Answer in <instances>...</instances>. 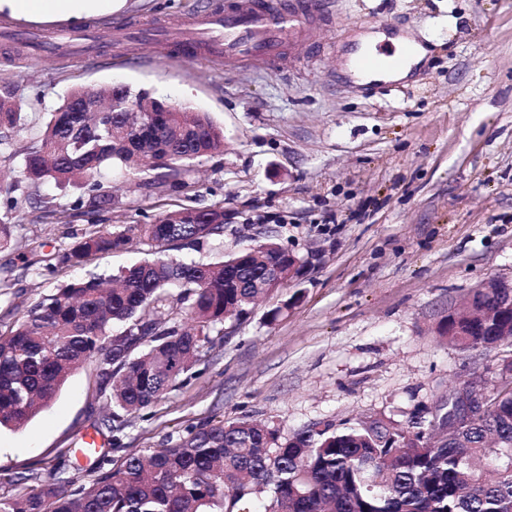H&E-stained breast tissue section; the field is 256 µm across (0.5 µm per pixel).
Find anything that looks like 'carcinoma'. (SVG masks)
Listing matches in <instances>:
<instances>
[{
    "label": "carcinoma",
    "instance_id": "1",
    "mask_svg": "<svg viewBox=\"0 0 512 512\" xmlns=\"http://www.w3.org/2000/svg\"><path fill=\"white\" fill-rule=\"evenodd\" d=\"M151 107L140 89L77 87L51 113L40 139L25 148L13 181L0 182V239L10 234L30 195L21 184L58 187L82 181L91 200L110 204L102 174L119 163L176 190L190 187L193 162L224 148V133L203 113L180 108L159 128L124 112H76L87 99L112 98ZM25 119L13 94H0V150ZM86 218L80 241L43 265L81 264L148 242L159 257L125 269L118 278L76 280L33 304L16 324L0 329V428L17 429L47 408L76 366L98 364L100 390L113 407L111 429L123 415L150 407L188 375L206 351L224 344V322H239L268 297L267 272L282 283L299 276L274 236L216 264L166 255L224 235V206L180 207L158 213L130 232L98 228L96 208L83 197L63 208ZM184 313L175 317L174 310ZM122 327L117 335L110 334ZM459 335H440L462 350L508 341L479 336L467 323ZM431 419L408 424L359 420L341 429L327 423L284 436L269 424L211 419L190 426L179 442L130 455L117 468L105 454L95 478L75 485L50 475L36 493L0 497V512H512V388H501L485 417L442 444L430 441Z\"/></svg>",
    "mask_w": 512,
    "mask_h": 512
}]
</instances>
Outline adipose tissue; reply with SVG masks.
Instances as JSON below:
<instances>
[{"label":"adipose tissue","mask_w":512,"mask_h":512,"mask_svg":"<svg viewBox=\"0 0 512 512\" xmlns=\"http://www.w3.org/2000/svg\"><path fill=\"white\" fill-rule=\"evenodd\" d=\"M126 0H0V14L32 22L82 21L123 8ZM395 56H379L376 67L363 72L364 80L406 77L425 57L423 46L406 37H393Z\"/></svg>","instance_id":"1"}]
</instances>
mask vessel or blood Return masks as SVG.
<instances>
[{
    "mask_svg": "<svg viewBox=\"0 0 512 512\" xmlns=\"http://www.w3.org/2000/svg\"><path fill=\"white\" fill-rule=\"evenodd\" d=\"M330 20L327 0H219L210 10L175 22L132 23L114 33L113 43L120 48L149 38L167 49L192 50L217 64L274 66Z\"/></svg>",
    "mask_w": 512,
    "mask_h": 512,
    "instance_id": "obj_1",
    "label": "vessel or blood"
}]
</instances>
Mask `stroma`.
<instances>
[{
    "instance_id": "obj_1",
    "label": "stroma",
    "mask_w": 512,
    "mask_h": 512,
    "mask_svg": "<svg viewBox=\"0 0 512 512\" xmlns=\"http://www.w3.org/2000/svg\"><path fill=\"white\" fill-rule=\"evenodd\" d=\"M215 0H127L118 12L74 22L111 36L138 19L177 18ZM332 19L286 69L207 63L153 44L122 54L102 44L84 58L38 62L20 55L33 23L0 15V90L24 105L10 132L29 144L74 86L126 85L196 112L224 131L223 152L196 162L188 191L149 184L113 167L112 204L99 226L121 231L185 205H224V237L176 250L217 262L274 234L301 275L224 324L191 378L109 429L110 408L93 363L69 376L53 402L19 429L0 430V497L37 490L55 463L76 483L93 460L73 448L96 433L112 461L167 448L188 426L245 418L290 434L315 423L344 426L411 417L468 382L493 388L507 347L463 351L437 327L489 278L512 284V0H331ZM403 31L428 49L407 79L366 86L344 76L355 38ZM37 198L0 245V328L58 286L109 275L155 258L154 247L116 250L43 273L41 260L67 251L82 216L58 222L56 208L82 190L36 188ZM35 261L23 269L22 257Z\"/></svg>"
}]
</instances>
